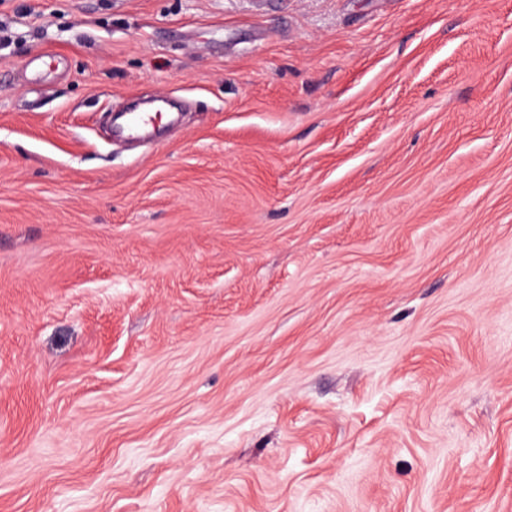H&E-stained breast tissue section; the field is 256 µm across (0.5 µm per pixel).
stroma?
<instances>
[{
    "label": "stroma",
    "mask_w": 512,
    "mask_h": 512,
    "mask_svg": "<svg viewBox=\"0 0 512 512\" xmlns=\"http://www.w3.org/2000/svg\"><path fill=\"white\" fill-rule=\"evenodd\" d=\"M0 34V512H512V0ZM121 133L126 138H139L154 127L156 114L152 112H136L125 114Z\"/></svg>",
    "instance_id": "35a3bbf8"
}]
</instances>
